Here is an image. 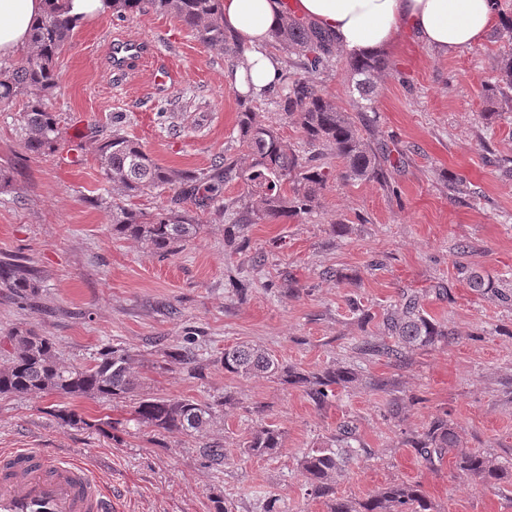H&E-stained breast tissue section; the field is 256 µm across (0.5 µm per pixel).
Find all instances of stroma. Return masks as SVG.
I'll return each instance as SVG.
<instances>
[{"label": "stroma", "mask_w": 512, "mask_h": 512, "mask_svg": "<svg viewBox=\"0 0 512 512\" xmlns=\"http://www.w3.org/2000/svg\"><path fill=\"white\" fill-rule=\"evenodd\" d=\"M116 38L143 42L149 52L117 68ZM506 44L495 28L480 45L444 58L404 37L387 50L391 68L368 104L351 92L347 56L338 54L317 82L339 107L365 117L372 146L399 154L398 193L339 178L312 212L249 225L241 241L228 234L234 211L220 216L187 198L182 206L200 229L162 256L113 234L117 194L96 147L118 124L164 166L204 169L219 154L243 159L230 65L151 6L124 20L104 14L77 25L49 105L79 166H64V152L25 158V101L0 107V169L14 172L12 185L0 189V260L30 266L41 285L33 301L0 287V337L35 330L77 366L118 346L130 354L143 393L200 401L229 393L234 402L202 435L157 438L133 422L129 398L106 405L60 395L0 397V452L37 448L85 462L121 512H260L268 495L284 512H328L307 495L297 460L348 419L365 451L339 477L340 495L360 499L412 482L436 512H512V485L480 486L450 457L427 467L404 443L406 432L444 413L460 451L512 464V308L478 295L467 278L472 271L512 286V174L497 165L512 159V113L483 115L484 87ZM461 181L482 197L455 192ZM336 221L344 233L332 231ZM459 242L467 253L456 254ZM441 285L449 296L438 294ZM405 291L422 296L424 311L454 331L453 343L413 351L405 364L357 355L356 340L380 338L378 315ZM353 296L374 321L353 314ZM190 336L205 361L202 373L160 369V346ZM242 342L304 371L347 363L360 378L318 409L303 388L225 372L224 348ZM63 405L115 427L106 434L62 425L50 411ZM261 425L282 430L281 452L244 456L240 442ZM214 442L224 446L216 464L202 455Z\"/></svg>", "instance_id": "1"}]
</instances>
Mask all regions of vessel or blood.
Returning a JSON list of instances; mask_svg holds the SVG:
<instances>
[{
    "label": "vessel or blood",
    "mask_w": 512,
    "mask_h": 512,
    "mask_svg": "<svg viewBox=\"0 0 512 512\" xmlns=\"http://www.w3.org/2000/svg\"><path fill=\"white\" fill-rule=\"evenodd\" d=\"M143 43L117 39L112 60L122 66L143 57ZM118 506L77 460L53 459L35 448L0 454V512H117Z\"/></svg>",
    "instance_id": "b4317fda"
}]
</instances>
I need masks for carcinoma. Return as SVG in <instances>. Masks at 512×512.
I'll use <instances>...</instances> for the list:
<instances>
[{"label": "carcinoma", "mask_w": 512, "mask_h": 512, "mask_svg": "<svg viewBox=\"0 0 512 512\" xmlns=\"http://www.w3.org/2000/svg\"><path fill=\"white\" fill-rule=\"evenodd\" d=\"M150 4L175 15L182 25L203 44L224 50L231 63L244 52L242 43L224 28L219 0H112V13L124 18ZM281 22L272 32L271 47L288 54L290 72L276 90L278 110L291 118L312 146H325L343 165L341 177L352 181L376 180L393 187L388 168L394 162L383 158L364 138L357 121L336 106L313 75L328 69L337 48L331 35L314 23L295 16L288 0H282ZM76 22L68 15L64 0H48V7L31 31L30 47L8 65L0 64V106L19 97L26 99L21 122L23 148L35 158L58 152L61 145L60 120L48 106L49 97L58 85L57 62L70 42ZM390 61L382 52L349 57L352 88L359 97L372 101L377 81ZM495 82L488 86L485 116L512 112V52H504L496 60ZM236 126L238 141L250 158L245 169L236 160L218 155L211 169L193 171L166 167L155 162L142 143L118 127L97 146L104 178L117 187L125 204L112 224V233L144 242L159 253H173L197 234L198 220L181 208L184 196L199 197L202 205L217 202L223 191L221 182L242 179L249 202L238 207L236 227L263 219H296L319 205L321 193L336 179L335 169L315 157L301 158L278 129L252 104L247 96L239 98ZM180 188L170 205L145 212L132 200L158 189ZM470 287L480 295H491L512 306V289L498 288L475 272L468 276ZM0 282L21 298L32 300L38 292V280L26 266L0 264ZM379 342L363 340L355 349L360 353L403 363L408 353L418 348L449 342L452 333L427 317L420 296L413 292L402 295L398 306L383 313ZM9 359L0 365V396L23 397L31 394L63 395L91 398L101 402L125 399L141 382L131 371L129 354L112 347L98 353L84 366L61 362L53 338L33 330L16 331L8 336ZM165 364L184 365L202 371L203 359L188 338L185 345L162 350ZM224 371L243 377H273L280 382L304 387L305 395L315 407L331 404L338 389L357 379L353 369L327 364L316 371H303L280 362L256 344L240 343L224 349L221 357ZM232 396L212 403L189 398L145 395L136 402L135 420L152 428L157 435L179 432L198 436L210 429L220 408L231 403ZM57 420L67 426L101 429V424L87 420L70 407L53 410ZM359 442L357 427L342 422L336 435L316 448H310L298 460V469L307 495L327 503L329 512H433L432 502L415 483L382 487L367 498L356 501L340 495L337 477L354 458ZM459 439L448 416L435 415L421 429L406 438L416 457L433 467L448 455L454 465L482 486L512 484V469L494 461L485 451L454 453ZM249 457H272L283 448V432L265 425L254 429L240 445Z\"/></svg>", "instance_id": "cac0c4a2"}]
</instances>
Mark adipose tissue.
<instances>
[{"label": "adipose tissue", "mask_w": 512, "mask_h": 512, "mask_svg": "<svg viewBox=\"0 0 512 512\" xmlns=\"http://www.w3.org/2000/svg\"><path fill=\"white\" fill-rule=\"evenodd\" d=\"M47 0H0V58L27 51L30 30ZM297 16L332 33L351 55L385 50L403 34L444 57L479 44L495 26L498 0H293ZM225 27L245 45L235 71L241 91L261 94L273 84L281 60L271 52L280 0H221Z\"/></svg>", "instance_id": "adipose-tissue-1"}]
</instances>
